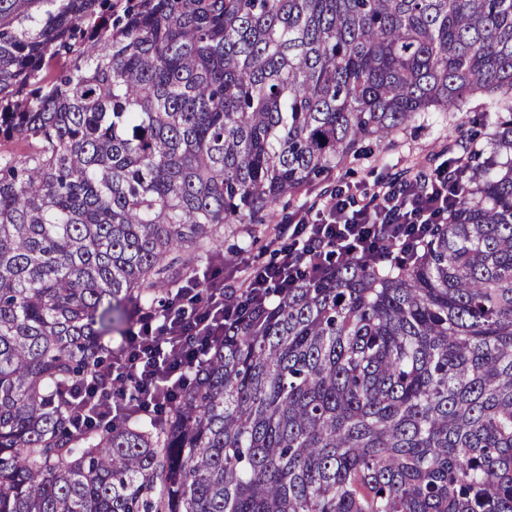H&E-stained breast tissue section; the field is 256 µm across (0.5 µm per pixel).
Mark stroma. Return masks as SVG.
Segmentation results:
<instances>
[{
  "label": "stroma",
  "mask_w": 512,
  "mask_h": 512,
  "mask_svg": "<svg viewBox=\"0 0 512 512\" xmlns=\"http://www.w3.org/2000/svg\"><path fill=\"white\" fill-rule=\"evenodd\" d=\"M485 102V97L474 96L460 110L418 119L380 146L371 147L355 160L333 168L325 177L285 197L263 216L261 223L240 224L235 230L216 233L211 257L198 264V271L215 267L224 258L237 259L243 271L268 262L272 257L270 242L277 228L285 226L291 212L312 202L333 183L344 182L362 192L394 174L425 172L444 163L449 156L458 154L460 142L466 137L468 118L484 111Z\"/></svg>",
  "instance_id": "35a3bbf8"
}]
</instances>
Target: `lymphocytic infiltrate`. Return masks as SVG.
I'll use <instances>...</instances> for the list:
<instances>
[{
    "label": "lymphocytic infiltrate",
    "instance_id": "obj_1",
    "mask_svg": "<svg viewBox=\"0 0 512 512\" xmlns=\"http://www.w3.org/2000/svg\"><path fill=\"white\" fill-rule=\"evenodd\" d=\"M464 193L451 167L359 195L337 188L322 203L295 214L296 246L278 250L272 265L235 281V294L227 293L218 274L197 276L177 288L161 314L140 319L138 330L113 348L101 382L75 386L77 413L124 418L130 408L120 393L130 388L145 411L172 406L186 372L200 364L202 350L222 340L236 321V297L246 298L252 315L260 317L270 309L271 287L295 288L303 277H328L327 259L382 262V246L395 252L421 243V230L445 223L451 203Z\"/></svg>",
    "mask_w": 512,
    "mask_h": 512
}]
</instances>
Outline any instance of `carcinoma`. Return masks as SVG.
Here are the masks:
<instances>
[{
  "label": "carcinoma",
  "mask_w": 512,
  "mask_h": 512,
  "mask_svg": "<svg viewBox=\"0 0 512 512\" xmlns=\"http://www.w3.org/2000/svg\"><path fill=\"white\" fill-rule=\"evenodd\" d=\"M476 94L417 252L275 291L163 419L76 422L217 229ZM0 512H512V0H0Z\"/></svg>",
  "instance_id": "cac0c4a2"
}]
</instances>
